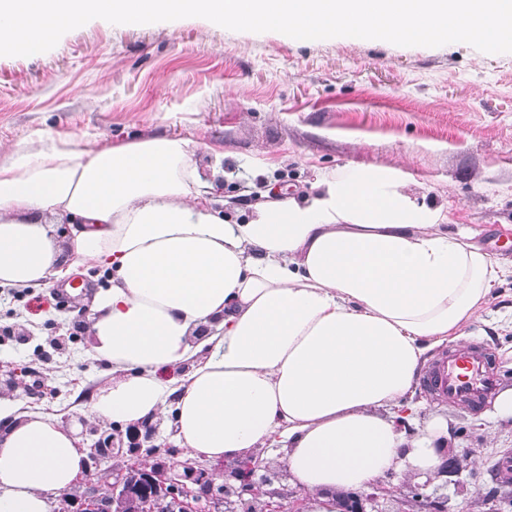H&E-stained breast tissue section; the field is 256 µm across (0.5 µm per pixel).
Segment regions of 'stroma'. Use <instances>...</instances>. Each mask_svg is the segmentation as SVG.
I'll use <instances>...</instances> for the list:
<instances>
[{
    "label": "stroma",
    "instance_id": "stroma-1",
    "mask_svg": "<svg viewBox=\"0 0 512 512\" xmlns=\"http://www.w3.org/2000/svg\"><path fill=\"white\" fill-rule=\"evenodd\" d=\"M43 136L97 148L162 136L191 140L201 177L214 197L230 200L224 217L233 221L251 213L254 187L271 180L303 191L321 170L395 169L418 197L441 208L448 229L469 227L492 258L512 261L511 250L490 242L494 235L512 240V53L462 42L297 40L199 17L138 27L97 18L39 56H0V162L9 149ZM80 276L92 292L65 308L48 283L0 288V390L20 391L25 411L61 415L88 449L129 429L84 417L107 373L87 355L85 314L93 292L110 282L96 267ZM464 333L489 345L512 388L511 278L492 289ZM410 400L448 415V453H469L470 474L460 485L438 474L386 475L380 512H416L408 503L413 487L439 512H512V501L489 494L499 462L512 459V423L437 402L418 388ZM206 469L208 512H266L270 502L310 507V496L267 449Z\"/></svg>",
    "mask_w": 512,
    "mask_h": 512
}]
</instances>
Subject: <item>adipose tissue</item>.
Returning <instances> with one entry per match:
<instances>
[{
  "label": "adipose tissue",
  "mask_w": 512,
  "mask_h": 512,
  "mask_svg": "<svg viewBox=\"0 0 512 512\" xmlns=\"http://www.w3.org/2000/svg\"><path fill=\"white\" fill-rule=\"evenodd\" d=\"M194 152L179 137L100 149L41 138L0 164V288L90 264L112 274L88 314V354L111 377L87 418L172 415L186 456L211 462L280 446L313 512H336V492L389 472H437L447 420L400 423L391 409L512 265L471 229H442L440 208L388 168L261 191L250 216L228 222ZM54 216L72 225L69 250ZM19 403L0 393V512H52L87 456L61 417Z\"/></svg>",
  "instance_id": "1"
}]
</instances>
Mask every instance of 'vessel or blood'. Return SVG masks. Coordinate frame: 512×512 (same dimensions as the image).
I'll return each mask as SVG.
<instances>
[{
  "mask_svg": "<svg viewBox=\"0 0 512 512\" xmlns=\"http://www.w3.org/2000/svg\"><path fill=\"white\" fill-rule=\"evenodd\" d=\"M500 382L490 348L476 341L439 354L423 373L420 385L437 400L476 410L496 392Z\"/></svg>",
  "mask_w": 512,
  "mask_h": 512,
  "instance_id": "1",
  "label": "vessel or blood"
}]
</instances>
